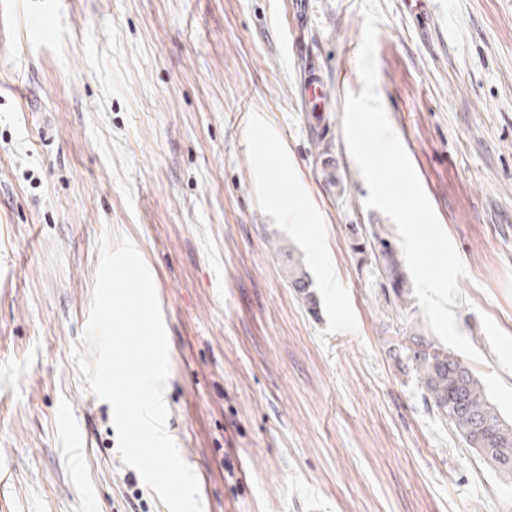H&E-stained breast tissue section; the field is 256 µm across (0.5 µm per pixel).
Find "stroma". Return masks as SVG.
Instances as JSON below:
<instances>
[{
	"instance_id": "1",
	"label": "stroma",
	"mask_w": 512,
	"mask_h": 512,
	"mask_svg": "<svg viewBox=\"0 0 512 512\" xmlns=\"http://www.w3.org/2000/svg\"><path fill=\"white\" fill-rule=\"evenodd\" d=\"M48 2L0 0V512H168L129 496L75 360L106 233L152 274L203 512H512L417 381L414 293L351 248L399 241L342 131L364 0H309L302 30L289 0ZM379 4L377 93L464 267V363L512 421V0ZM288 280L292 288H295L308 302L312 301V293L309 290L312 282L302 265L299 262L292 261L291 258L288 259Z\"/></svg>"
}]
</instances>
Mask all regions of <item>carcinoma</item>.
<instances>
[{
	"instance_id": "carcinoma-1",
	"label": "carcinoma",
	"mask_w": 512,
	"mask_h": 512,
	"mask_svg": "<svg viewBox=\"0 0 512 512\" xmlns=\"http://www.w3.org/2000/svg\"><path fill=\"white\" fill-rule=\"evenodd\" d=\"M366 247L382 262L390 288L403 296L408 287L406 273L391 241L375 234L368 243L357 238L352 245L359 253ZM288 280L308 303H313L312 282L300 263L288 261ZM415 344L428 345V350L415 351L411 356L425 397L433 402L438 412L448 417L459 436L491 469L511 476L512 422L497 414L479 380L466 365L448 352L427 344L422 336L415 338Z\"/></svg>"
}]
</instances>
